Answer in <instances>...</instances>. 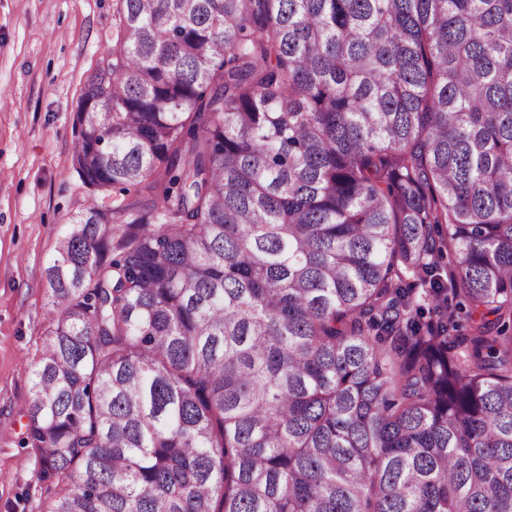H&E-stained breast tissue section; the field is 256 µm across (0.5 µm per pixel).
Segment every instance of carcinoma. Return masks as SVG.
I'll return each mask as SVG.
<instances>
[{"instance_id": "1", "label": "carcinoma", "mask_w": 512, "mask_h": 512, "mask_svg": "<svg viewBox=\"0 0 512 512\" xmlns=\"http://www.w3.org/2000/svg\"><path fill=\"white\" fill-rule=\"evenodd\" d=\"M118 2L41 512H512V0Z\"/></svg>"}]
</instances>
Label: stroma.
<instances>
[{
	"mask_svg": "<svg viewBox=\"0 0 512 512\" xmlns=\"http://www.w3.org/2000/svg\"><path fill=\"white\" fill-rule=\"evenodd\" d=\"M117 0H0V512H39L24 448L31 367L44 344L45 270L78 213L118 191L73 165L84 85L115 44Z\"/></svg>",
	"mask_w": 512,
	"mask_h": 512,
	"instance_id": "stroma-1",
	"label": "stroma"
}]
</instances>
